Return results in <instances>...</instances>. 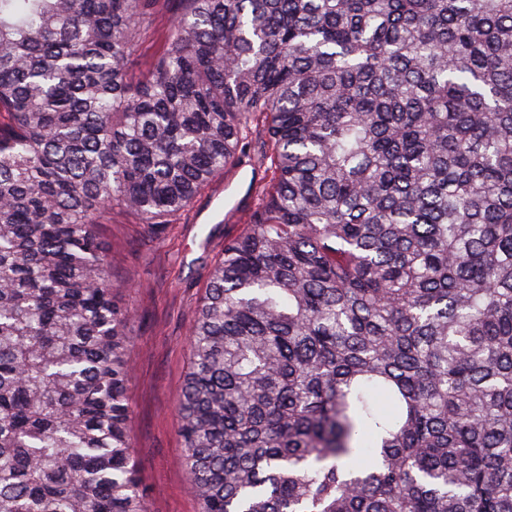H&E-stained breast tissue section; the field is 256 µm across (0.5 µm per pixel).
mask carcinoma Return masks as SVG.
Segmentation results:
<instances>
[{"instance_id": "carcinoma-1", "label": "carcinoma", "mask_w": 512, "mask_h": 512, "mask_svg": "<svg viewBox=\"0 0 512 512\" xmlns=\"http://www.w3.org/2000/svg\"><path fill=\"white\" fill-rule=\"evenodd\" d=\"M2 113L0 512H148L98 224L243 157L178 403L201 512H512V0H0ZM169 25L168 15L159 14L154 20L152 35L134 48L129 60V71L134 79L141 77L150 68L168 35Z\"/></svg>"}]
</instances>
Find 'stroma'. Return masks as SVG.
<instances>
[{
  "mask_svg": "<svg viewBox=\"0 0 512 512\" xmlns=\"http://www.w3.org/2000/svg\"><path fill=\"white\" fill-rule=\"evenodd\" d=\"M159 14L152 35L138 43L130 60L132 77L145 74L169 30ZM251 213L249 183L228 189L213 182L171 222L152 229L113 210L98 228L110 263L117 299L133 314L128 397L131 434L149 512H199L184 465L177 404L190 366L191 327L211 268L222 258L226 239L243 222L232 221L224 204Z\"/></svg>",
  "mask_w": 512,
  "mask_h": 512,
  "instance_id": "obj_1",
  "label": "stroma"
}]
</instances>
